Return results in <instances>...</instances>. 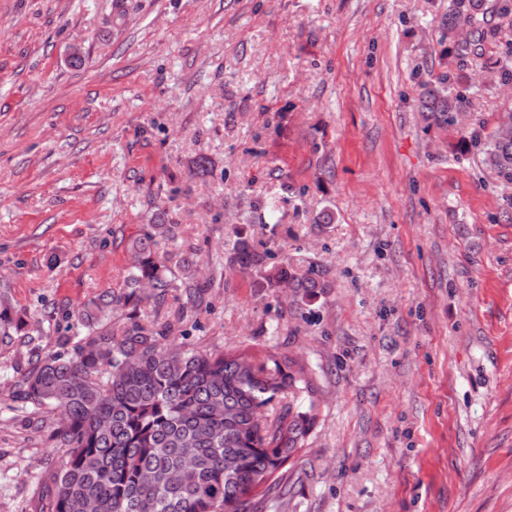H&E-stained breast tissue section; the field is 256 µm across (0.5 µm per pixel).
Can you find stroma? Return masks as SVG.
Returning a JSON list of instances; mask_svg holds the SVG:
<instances>
[{
    "mask_svg": "<svg viewBox=\"0 0 512 512\" xmlns=\"http://www.w3.org/2000/svg\"><path fill=\"white\" fill-rule=\"evenodd\" d=\"M447 13L0 0V287L34 332L0 345V512H44L57 459L51 416L16 383L69 311L122 284L161 208L212 282L189 343L275 346L317 377L288 497L255 512H512V182L415 107L421 82L464 73L467 121L495 131L512 87L481 60L512 37L450 60ZM236 227L323 261L333 288L277 329L287 297L223 269Z\"/></svg>",
    "mask_w": 512,
    "mask_h": 512,
    "instance_id": "35a3bbf8",
    "label": "stroma"
}]
</instances>
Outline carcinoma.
<instances>
[{
    "label": "carcinoma",
    "mask_w": 512,
    "mask_h": 512,
    "mask_svg": "<svg viewBox=\"0 0 512 512\" xmlns=\"http://www.w3.org/2000/svg\"><path fill=\"white\" fill-rule=\"evenodd\" d=\"M485 0H451L444 24L448 52L476 55L501 28L477 29ZM449 75L421 84L416 99L430 123L449 127L466 113L468 89ZM465 150L512 180V110L501 114L488 139L476 129ZM176 224L158 223L131 244L122 287L103 291L69 312L85 334L60 335L18 382L17 395L57 415L58 461L46 489L48 512H253L257 497L284 489L283 476L306 447L320 404L311 370L298 356L270 347L206 350L178 341L183 317L141 318L147 298L155 309L181 289L196 306L208 287L197 276L204 262L188 246L161 253V239H177ZM253 269L262 287L292 298L290 312L327 292L328 267L288 259L271 240L240 236L224 252V271ZM130 308L126 321L112 313ZM26 331L0 302V344Z\"/></svg>",
    "instance_id": "1"
}]
</instances>
